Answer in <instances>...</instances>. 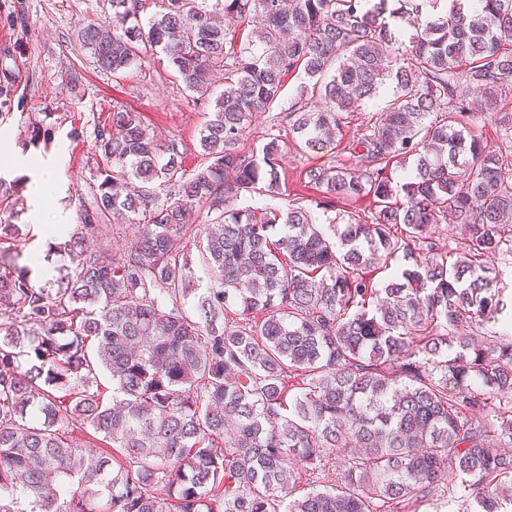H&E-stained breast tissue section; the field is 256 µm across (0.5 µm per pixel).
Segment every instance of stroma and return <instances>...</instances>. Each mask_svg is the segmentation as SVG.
I'll use <instances>...</instances> for the list:
<instances>
[{"label": "stroma", "mask_w": 512, "mask_h": 512, "mask_svg": "<svg viewBox=\"0 0 512 512\" xmlns=\"http://www.w3.org/2000/svg\"><path fill=\"white\" fill-rule=\"evenodd\" d=\"M111 13L109 0H0V142L7 155L28 161L26 167L0 175L18 190L15 198L0 201V221L21 227L15 242L21 263L41 256L61 266L62 257L50 255L51 240L35 226L34 216L42 213L52 223H75L78 195L96 167L92 119L107 117L113 105L141 112L158 138L181 142L185 168L194 169L200 162L199 130L214 110L213 101L193 102L175 72L154 57L116 77L99 71L76 41L78 25L108 19ZM280 106L254 113L239 144L246 153L259 150L272 134L285 143L279 206L301 199L322 221L362 214L367 207L363 201L351 207L336 199L321 207L320 192L303 182L308 169L341 163L353 168L356 158L294 145L288 125L280 121ZM42 118L55 124V137L45 146L30 145L27 128ZM58 163L63 173L55 187L38 191L42 167Z\"/></svg>", "instance_id": "35a3bbf8"}]
</instances>
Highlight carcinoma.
<instances>
[{"label":"carcinoma","instance_id":"1","mask_svg":"<svg viewBox=\"0 0 512 512\" xmlns=\"http://www.w3.org/2000/svg\"><path fill=\"white\" fill-rule=\"evenodd\" d=\"M110 2L75 30L95 68L162 56L194 100L220 69L224 93L191 171L179 142L112 108L77 222L50 245L58 275L39 284L0 253V512H416L437 487L462 512L512 505V334L447 332L504 309L512 168L459 116L473 89L512 129V0H161L148 16V0ZM398 20L411 33L391 58ZM227 21L252 30L236 44ZM298 70L324 107L285 110L296 141L365 162L305 171L326 199H371L340 231L299 204H234L281 195L280 140L238 142ZM386 88L343 144L348 114ZM201 210L212 222L190 223ZM447 216L456 248L432 235ZM125 224L124 249L93 243ZM339 455L333 483L294 496Z\"/></svg>","mask_w":512,"mask_h":512}]
</instances>
